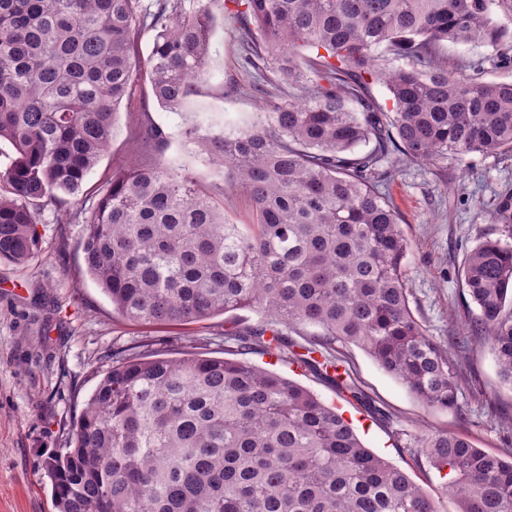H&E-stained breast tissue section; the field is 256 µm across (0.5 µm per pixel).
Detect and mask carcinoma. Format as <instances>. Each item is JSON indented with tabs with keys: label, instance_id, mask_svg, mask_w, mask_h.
I'll list each match as a JSON object with an SVG mask.
<instances>
[{
	"label": "carcinoma",
	"instance_id": "1",
	"mask_svg": "<svg viewBox=\"0 0 512 512\" xmlns=\"http://www.w3.org/2000/svg\"><path fill=\"white\" fill-rule=\"evenodd\" d=\"M496 0H224L245 61L279 68L252 92L311 81L258 121L200 105L216 21L183 0H0V262L25 266L39 245L36 205L79 192L107 151L122 102L147 82L165 109L193 112L178 134L141 107L135 139L152 166L112 172L80 219L87 273L124 319L188 327L241 309L224 341L287 357L388 422L391 414L336 344L363 349L423 403L458 405L461 369L409 305L407 242L381 192L394 156L435 164L470 153L512 155V82L437 63L445 42L496 47L508 29ZM155 31L144 61L133 45ZM312 50L316 56L307 57ZM405 57L408 65L390 66ZM386 87L382 108L370 85ZM178 141L177 156L167 151ZM213 178L199 191L193 163ZM249 201L240 222L227 191ZM512 224V199L491 212ZM479 309L470 335L512 387V247L485 240L462 263ZM314 329L295 349L288 333ZM142 341L100 379L73 422L71 446L45 471L57 512H440L436 500L359 439L337 408L244 360L145 354ZM443 479L458 512H512L507 458L452 433L398 434Z\"/></svg>",
	"mask_w": 512,
	"mask_h": 512
}]
</instances>
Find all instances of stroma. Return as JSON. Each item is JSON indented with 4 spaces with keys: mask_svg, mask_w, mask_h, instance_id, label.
<instances>
[{
    "mask_svg": "<svg viewBox=\"0 0 512 512\" xmlns=\"http://www.w3.org/2000/svg\"><path fill=\"white\" fill-rule=\"evenodd\" d=\"M235 35L229 19L215 30L200 102L230 118H255L271 106L247 91L251 75L236 50ZM441 53L455 70L479 61L486 80L512 82L510 42L496 48L448 43ZM133 121V115L120 113L107 152L70 196L72 208L97 195L118 167L155 161L154 149L133 142ZM387 190L408 244L403 265L410 306L427 334L458 360V402L467 418L452 408L423 404L352 344L337 345V356L390 411L392 422L362 419L359 406L314 372L271 361L258 351L229 350L223 317L192 326L186 337L175 329L127 321L86 271L79 249L83 224L58 223L54 206L44 205L33 260L26 266L0 263V512H55L46 461L69 446L72 425L111 367L113 354L143 340L150 351L174 358L192 353L272 366L355 420L364 444L426 489L440 512H456L457 503L442 489L436 470L420 454L396 447L394 432L458 433L489 453L512 446V428L501 424L502 417L512 416V389L501 383L489 346L474 338L465 347L457 345L470 319V299L461 282L465 255L487 239L512 240L504 225L490 220L500 199L512 197V157L472 153L438 165L404 158Z\"/></svg>",
    "mask_w": 512,
    "mask_h": 512,
    "instance_id": "1",
    "label": "stroma"
}]
</instances>
